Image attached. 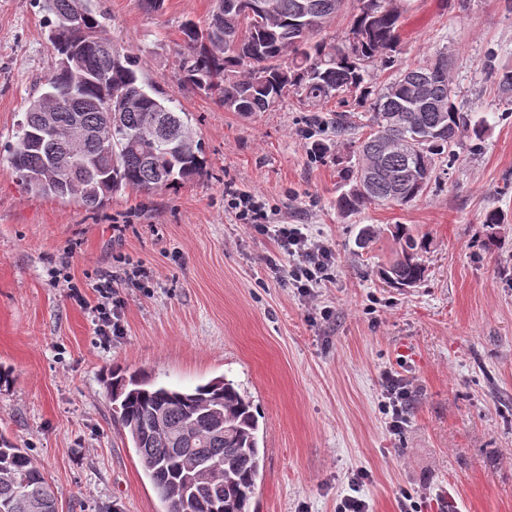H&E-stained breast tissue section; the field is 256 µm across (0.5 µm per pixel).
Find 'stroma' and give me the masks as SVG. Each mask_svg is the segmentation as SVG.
<instances>
[{
  "instance_id": "1",
  "label": "stroma",
  "mask_w": 512,
  "mask_h": 512,
  "mask_svg": "<svg viewBox=\"0 0 512 512\" xmlns=\"http://www.w3.org/2000/svg\"><path fill=\"white\" fill-rule=\"evenodd\" d=\"M114 45L189 112L210 160L177 189L126 192L91 212L25 194L8 150L37 83L52 69L39 0H0V431L31 454L59 512H163L146 471L112 416L104 380L139 371L188 388L233 380L259 412L261 477L250 512H336L346 495L370 512H400L414 496L437 512H512V94L491 66H512V0H405L397 69L447 51L458 101L486 131L462 138L458 159L405 207L336 209L340 171L357 131L336 135V103L309 124L295 97L244 118L177 81L179 28L204 21L211 0H98ZM328 146L310 152L312 140ZM247 190L327 244L334 280L305 298L266 266L274 242L224 210ZM505 216L498 250L484 215ZM424 236L427 268L413 288L380 271L393 225ZM380 234L369 247L359 230ZM72 251L76 278L111 272L122 252L153 273L151 290L123 288L122 335L103 345L87 310L52 275ZM276 255V254H275ZM329 319H322V309ZM411 382L406 423L392 430L381 374Z\"/></svg>"
}]
</instances>
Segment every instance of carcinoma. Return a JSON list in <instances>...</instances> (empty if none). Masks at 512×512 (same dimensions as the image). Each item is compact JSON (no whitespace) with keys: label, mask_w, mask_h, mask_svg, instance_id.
Segmentation results:
<instances>
[{"label":"carcinoma","mask_w":512,"mask_h":512,"mask_svg":"<svg viewBox=\"0 0 512 512\" xmlns=\"http://www.w3.org/2000/svg\"><path fill=\"white\" fill-rule=\"evenodd\" d=\"M254 0H212L204 22L180 26L177 80L203 91L227 112H268L294 93L306 111L343 93L358 92L369 135L357 161L342 174L348 189L336 206L343 213L367 205L406 206L418 200L437 171L456 157L458 138H482L484 125L457 105L448 75L436 79L426 102L412 100L420 83L448 56L437 52L398 77L373 87L369 68L383 65L400 41L402 11L390 0H358L345 39L322 36L346 0H275L276 13L252 12ZM51 16L48 40L55 67L28 101L9 147L11 174L26 192L75 201L98 210L126 190L153 192L208 172V159L189 113L158 85L143 79L137 57L112 46L108 18L95 0H44ZM112 113V128L96 139L68 137L75 122L93 129ZM406 119L390 124L387 115ZM51 116L56 137H43ZM425 133L418 150L400 152L393 141ZM397 248L381 271L397 288L425 276L423 240L406 224L392 229ZM112 411L136 449L164 512H249L262 466L258 412L235 383L223 377L181 390L142 373L114 370L107 378ZM0 512H58L51 486L27 448L0 434Z\"/></svg>","instance_id":"obj_1"}]
</instances>
